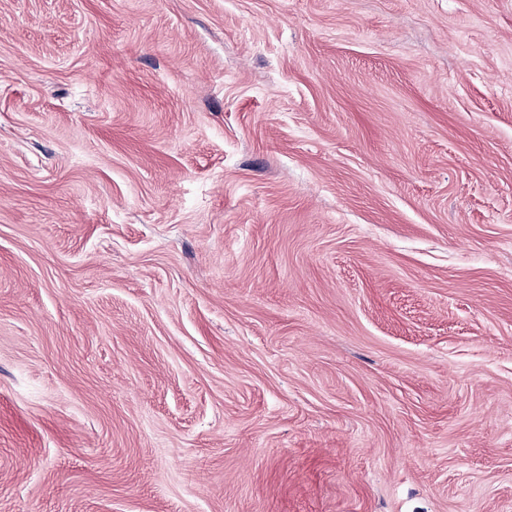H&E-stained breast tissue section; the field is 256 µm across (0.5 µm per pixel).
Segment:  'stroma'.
<instances>
[{
  "label": "stroma",
  "instance_id": "1",
  "mask_svg": "<svg viewBox=\"0 0 512 512\" xmlns=\"http://www.w3.org/2000/svg\"><path fill=\"white\" fill-rule=\"evenodd\" d=\"M0 512H512V0H0Z\"/></svg>",
  "mask_w": 512,
  "mask_h": 512
}]
</instances>
